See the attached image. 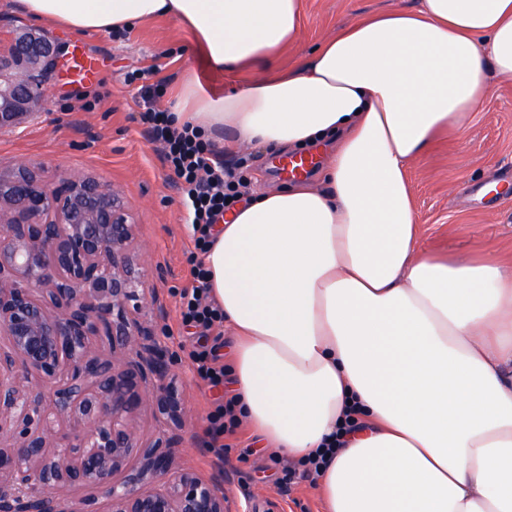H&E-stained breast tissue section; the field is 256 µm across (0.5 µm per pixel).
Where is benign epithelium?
<instances>
[{
    "mask_svg": "<svg viewBox=\"0 0 512 512\" xmlns=\"http://www.w3.org/2000/svg\"><path fill=\"white\" fill-rule=\"evenodd\" d=\"M60 51L23 29L0 51V131L38 114ZM137 224L120 193L38 167L0 175V512H227L215 481L172 466L175 435L148 442L150 403L179 429L171 363L143 323ZM40 380L30 390L29 377ZM91 494L75 502L70 493Z\"/></svg>",
    "mask_w": 512,
    "mask_h": 512,
    "instance_id": "benign-epithelium-1",
    "label": "benign epithelium"
}]
</instances>
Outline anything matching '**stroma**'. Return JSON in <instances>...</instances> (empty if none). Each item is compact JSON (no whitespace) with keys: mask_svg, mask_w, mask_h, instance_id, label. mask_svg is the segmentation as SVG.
Listing matches in <instances>:
<instances>
[{"mask_svg":"<svg viewBox=\"0 0 512 512\" xmlns=\"http://www.w3.org/2000/svg\"><path fill=\"white\" fill-rule=\"evenodd\" d=\"M412 5L413 0H302V37L277 64L288 67L338 24ZM49 32L61 53L58 72L40 115L0 134V174L35 162L45 182H56L58 172L68 170L119 190L138 224L135 250L157 302L147 319L172 359L187 410L176 466L205 480L223 475L229 512H322L313 482L281 483L266 466L270 448L246 427H239L223 458L213 455L205 416L221 392L194 372L193 336L165 335L178 325L179 291L192 284L186 253L194 247L193 232L174 179L140 121V86L127 75L151 68L156 79L173 87L191 68L211 93L224 92L236 75L210 70L187 33L167 18L123 32L77 36L54 26ZM76 54L98 64V81H74L69 65ZM409 180L423 250L512 256V82L492 81L468 126L414 163Z\"/></svg>","mask_w":512,"mask_h":512,"instance_id":"35a3bbf8","label":"stroma"}]
</instances>
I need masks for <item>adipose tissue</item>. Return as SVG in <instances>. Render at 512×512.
<instances>
[{
	"instance_id": "1",
	"label": "adipose tissue",
	"mask_w": 512,
	"mask_h": 512,
	"mask_svg": "<svg viewBox=\"0 0 512 512\" xmlns=\"http://www.w3.org/2000/svg\"><path fill=\"white\" fill-rule=\"evenodd\" d=\"M74 34L167 17L242 73L175 88L226 152L324 144L319 184L252 187L203 261L237 338L248 426L289 458L360 428L316 481L325 512H512V260L423 251L411 165L512 81V0H417L337 26L284 72L301 0H6Z\"/></svg>"
}]
</instances>
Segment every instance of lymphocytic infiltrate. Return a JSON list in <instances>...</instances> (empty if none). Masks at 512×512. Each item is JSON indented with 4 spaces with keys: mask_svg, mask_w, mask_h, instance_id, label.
Here are the masks:
<instances>
[{
    "mask_svg": "<svg viewBox=\"0 0 512 512\" xmlns=\"http://www.w3.org/2000/svg\"><path fill=\"white\" fill-rule=\"evenodd\" d=\"M137 77L143 82L144 110L140 120L162 147L164 160L175 177L193 228L194 249L186 257L193 284L179 293L181 325L194 329L197 337L190 354L197 374L211 386L219 387L225 379L219 335L224 325V311L210 296L209 271L199 255L209 246L215 225L240 197L244 182L236 172L246 167L248 160L241 157L234 166L225 165L222 159L215 157L212 144L196 129L187 124L175 126L171 114L156 107V90L147 83L146 72H138Z\"/></svg>",
    "mask_w": 512,
    "mask_h": 512,
    "instance_id": "lymphocytic-infiltrate-1",
    "label": "lymphocytic infiltrate"
}]
</instances>
